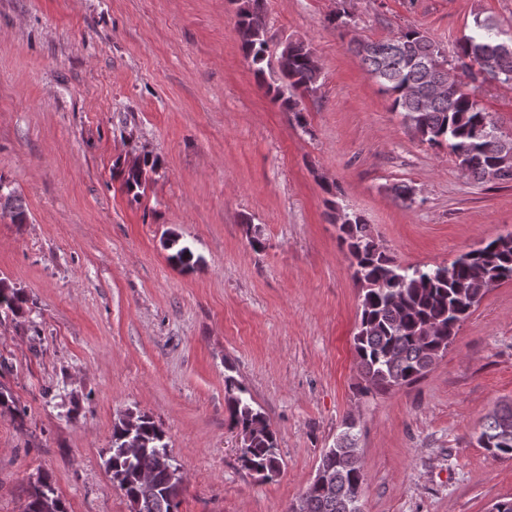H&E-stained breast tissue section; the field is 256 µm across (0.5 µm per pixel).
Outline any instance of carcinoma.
<instances>
[{"label": "carcinoma", "mask_w": 512, "mask_h": 512, "mask_svg": "<svg viewBox=\"0 0 512 512\" xmlns=\"http://www.w3.org/2000/svg\"><path fill=\"white\" fill-rule=\"evenodd\" d=\"M234 32L254 74L271 100L303 121L300 98L317 90L319 67L302 41H286L272 60L260 0H240ZM366 71L389 94L391 109L416 136L432 146H448L458 166L477 180H512V138H503L490 113L480 106L477 86L462 85L448 97L425 93L440 69L461 67L471 82L478 77L512 83V25L490 18H474L473 27L459 43L453 59L421 31L406 28L389 39L354 44ZM156 161L148 156L127 164L124 185L137 198ZM0 211L16 223L27 220L22 199L1 193ZM341 245L346 247L352 279L359 290L360 318L354 336L356 365L364 381V395L389 392L410 385L448 351L451 338L497 284L512 280V233L458 256L447 265L403 267L381 250L371 226L330 199ZM169 259L190 269L192 251L176 247ZM27 303L24 293L0 281V311L19 315ZM229 420L241 436L244 466L263 479L280 472L276 434L252 404L246 388L232 375L224 377ZM131 439L123 423L112 430V448L106 460L117 487L134 512H175L179 494L171 475L166 434L153 418L137 416ZM356 420L345 419L334 445L324 451L318 469L330 477L327 486H307L302 492L306 512H356L364 484L357 444ZM478 443L496 455L512 457V404L490 412L481 426ZM138 448L141 456L128 458L115 449ZM22 512H67L50 478L40 474Z\"/></svg>", "instance_id": "cac0c4a2"}]
</instances>
